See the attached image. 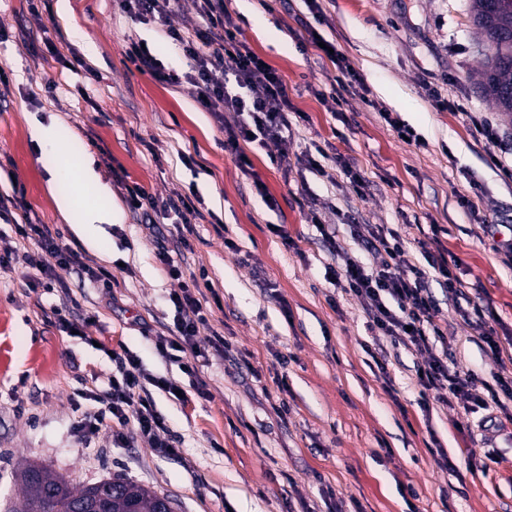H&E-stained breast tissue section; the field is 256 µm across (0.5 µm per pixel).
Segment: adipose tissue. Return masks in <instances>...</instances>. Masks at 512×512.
Instances as JSON below:
<instances>
[{
    "instance_id": "ef3b65f1",
    "label": "adipose tissue",
    "mask_w": 512,
    "mask_h": 512,
    "mask_svg": "<svg viewBox=\"0 0 512 512\" xmlns=\"http://www.w3.org/2000/svg\"><path fill=\"white\" fill-rule=\"evenodd\" d=\"M32 135L40 144L53 149L56 154L57 166L49 172L48 186H56L61 171L65 170L71 174V190L62 195H54L53 200L58 211L64 214L76 207H83L85 222L79 227V234L92 236L95 225L116 221L117 216L112 208L101 204L102 199L111 197L112 191L108 184L102 181L92 159L86 157L77 162L73 161L63 149L55 125L33 123Z\"/></svg>"
}]
</instances>
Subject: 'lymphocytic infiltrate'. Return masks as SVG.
Wrapping results in <instances>:
<instances>
[{
  "mask_svg": "<svg viewBox=\"0 0 512 512\" xmlns=\"http://www.w3.org/2000/svg\"><path fill=\"white\" fill-rule=\"evenodd\" d=\"M181 0H121L122 12L133 20L159 23V34L175 54L190 62L188 72H165L151 50L141 41H130L129 60L140 71H147L167 83L182 87L197 103L210 106L223 102L226 111L236 113L240 120L229 131L224 148L236 160H243L242 142L251 138L279 145L277 165L288 162V114L291 106L283 77L242 41V29L224 4V0H195L200 23L193 30L182 32L168 25L167 20ZM126 201L136 205L143 218L151 214L175 213L182 224L200 218L189 196L178 195L165 203H157L138 186L128 188ZM20 240L36 241L38 252L25 254L21 273L26 287L53 291L59 270L80 264L77 251L62 241L59 232L49 225L25 222L15 227ZM353 238L367 251L368 262L352 258L344 248L336 254L342 263L327 267L328 277L349 295L369 300L368 329L373 336L385 339L391 347L416 348L427 351L428 357L416 368V375L425 391H437L438 401L463 398L485 409L512 402V351H503L493 329H485L480 339L495 354L505 355L491 379L463 370L447 356L429 353L430 341L447 344L448 336L438 321L439 307L430 291V281H437L448 291L449 298L463 294L465 283L453 274L444 260H429L427 267L409 262L404 240L397 230L377 224H357ZM171 277L181 280L178 292L170 301L175 308L172 326L154 337L159 355L189 354L183 362V373L194 376L200 364L206 363L207 352L225 346L219 332L200 337L199 329L208 323V299L198 278L182 281L180 267L173 265L169 254H162ZM115 369L104 386L77 389L71 408L76 417L75 431L82 444H90L100 433L111 432L112 440L122 444L127 430H134L147 439L152 448L165 456L178 455L176 440L154 404L152 392L160 390L175 394L179 383L145 369L133 352L114 357Z\"/></svg>",
  "mask_w": 512,
  "mask_h": 512,
  "instance_id": "lymphocytic-infiltrate-1",
  "label": "lymphocytic infiltrate"
}]
</instances>
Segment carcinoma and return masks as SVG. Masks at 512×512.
Segmentation results:
<instances>
[{"label":"carcinoma","mask_w":512,"mask_h":512,"mask_svg":"<svg viewBox=\"0 0 512 512\" xmlns=\"http://www.w3.org/2000/svg\"><path fill=\"white\" fill-rule=\"evenodd\" d=\"M470 18L482 35L479 42L487 62L480 86L498 111L512 116V0H471ZM23 497L17 512H78L92 498L102 500L108 512H168L174 500L121 475L83 488L64 476L30 464L20 473Z\"/></svg>","instance_id":"obj_1"}]
</instances>
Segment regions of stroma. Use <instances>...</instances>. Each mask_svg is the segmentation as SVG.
Instances as JSON below:
<instances>
[{"label": "stroma", "mask_w": 512, "mask_h": 512, "mask_svg": "<svg viewBox=\"0 0 512 512\" xmlns=\"http://www.w3.org/2000/svg\"><path fill=\"white\" fill-rule=\"evenodd\" d=\"M48 0L41 16L28 0H0V193L25 191L21 208L0 219V250L16 245L15 223L32 220L60 231L91 268L112 274L104 295L87 275L60 271L74 318L93 316L79 337L61 334L52 311L58 294L31 291L22 259L0 268V512L21 498L20 464L37 462L83 487L120 474L176 502V512H512L510 421L482 440L458 430L463 399L419 406L417 350L380 372L363 349L366 301L327 280L330 254L312 223L336 228L350 242L351 224H382L407 241L411 261L444 257L479 300L484 323L500 345L512 342V262L494 243L512 239V182L476 140L470 113L492 117L499 150L512 149V118L497 112L480 82V34L470 0H324L318 24L303 0H225L242 18L243 40L283 76L301 120L292 121L291 174L270 161L275 143L250 145L249 170L224 149L235 113L222 102L204 108L178 87L136 69L128 43H148L165 70L189 62L160 42L151 24L132 22L120 0H66L69 18ZM336 41L366 91L345 95L332 112L324 95L339 87L335 63L314 36ZM463 99L467 113L437 110L429 89ZM392 112L420 137L401 141L383 120ZM54 121L72 159L91 155L119 219L94 240L75 233L82 208L64 215L47 191L53 153L31 135L32 120ZM353 158L369 186L352 191L345 175L319 180L307 159L315 146ZM138 184L157 199L195 185L198 210L187 238L184 273L206 269L221 308L212 325L229 347L209 351L195 377L160 357L152 338L173 319L169 300L179 283L158 259L183 254L175 225L153 233L133 216L125 187ZM275 198L267 208L258 190ZM285 225L287 246L271 227ZM433 292L447 347L458 365L490 378L498 369L478 324L465 323L441 287ZM129 350L150 372L174 378L187 393L153 397L180 454L166 457L147 441L127 445L100 434L79 443L70 399L82 383L105 384L113 353ZM288 376L287 419L271 403L276 378ZM492 454L489 472L469 457ZM452 465L444 467L441 457ZM414 496H406V488Z\"/></svg>", "instance_id": "stroma-1"}]
</instances>
